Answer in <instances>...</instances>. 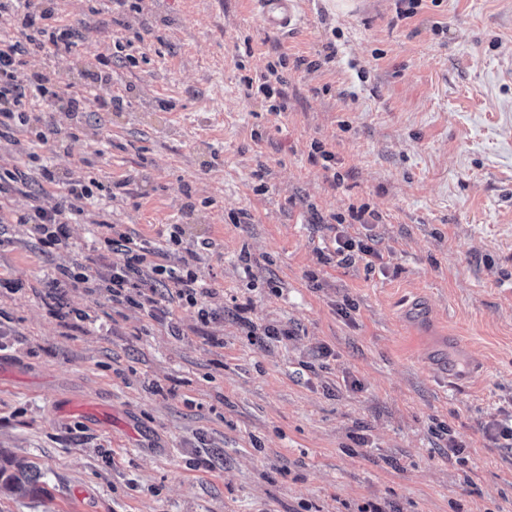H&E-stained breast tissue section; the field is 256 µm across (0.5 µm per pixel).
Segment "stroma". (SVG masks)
Wrapping results in <instances>:
<instances>
[{
	"label": "stroma",
	"mask_w": 512,
	"mask_h": 512,
	"mask_svg": "<svg viewBox=\"0 0 512 512\" xmlns=\"http://www.w3.org/2000/svg\"><path fill=\"white\" fill-rule=\"evenodd\" d=\"M302 4L269 32L256 0H57L76 45L27 67L88 100L33 99L48 143L0 138V169L26 175L7 202L69 207L45 165L104 189L68 247L0 224V275L22 285L0 292V463L39 475L0 512H512V0ZM126 40L136 62L112 55ZM271 69L287 111L244 93ZM360 205L376 221L352 222ZM106 224L172 268L208 241L213 319L161 285L163 323L52 287L122 262ZM342 235L373 254L343 259ZM452 366L475 376L449 387Z\"/></svg>",
	"instance_id": "stroma-1"
}]
</instances>
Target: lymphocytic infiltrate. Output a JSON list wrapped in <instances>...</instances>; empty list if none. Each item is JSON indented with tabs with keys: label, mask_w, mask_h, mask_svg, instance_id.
I'll return each mask as SVG.
<instances>
[{
	"label": "lymphocytic infiltrate",
	"mask_w": 512,
	"mask_h": 512,
	"mask_svg": "<svg viewBox=\"0 0 512 512\" xmlns=\"http://www.w3.org/2000/svg\"><path fill=\"white\" fill-rule=\"evenodd\" d=\"M6 12L12 13L19 38L0 42V136L18 125L31 126L36 128L38 140L44 143L48 137L39 128L41 119L31 115L27 109L29 93H37L52 101L61 112L79 111L85 97L71 91L69 84L60 78L28 70L21 58V45L34 42L47 53H67L74 45V32L70 27L57 24L55 0H0V14ZM10 222L31 225L42 246L61 248L69 243L71 218L62 207L47 208L35 204L19 214L0 202V223ZM107 232L118 236L123 244L122 263L104 266L90 279L85 274L71 272L67 275L68 280H92L95 287L105 289L113 298L151 309L156 304L155 290L147 276L151 273L165 275L173 283L176 298L196 307L201 320L209 319V311L199 305L206 290L196 271L197 250L186 249L181 258L180 272L173 273L155 261V252L146 242L136 241L115 224L108 225Z\"/></svg>",
	"instance_id": "obj_1"
}]
</instances>
